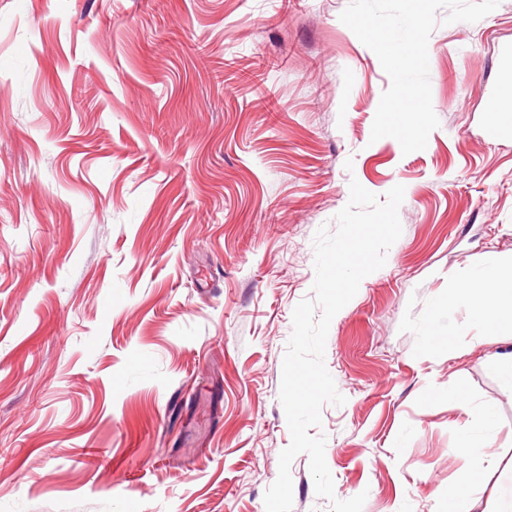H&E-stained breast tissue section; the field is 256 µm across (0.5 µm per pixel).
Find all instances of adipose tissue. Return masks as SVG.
Returning <instances> with one entry per match:
<instances>
[{
	"label": "adipose tissue",
	"instance_id": "1",
	"mask_svg": "<svg viewBox=\"0 0 512 512\" xmlns=\"http://www.w3.org/2000/svg\"><path fill=\"white\" fill-rule=\"evenodd\" d=\"M448 303L468 307L473 324L501 336L512 335V275L495 262L475 271L469 288L449 298Z\"/></svg>",
	"mask_w": 512,
	"mask_h": 512
}]
</instances>
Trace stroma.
Segmentation results:
<instances>
[{"mask_svg":"<svg viewBox=\"0 0 512 512\" xmlns=\"http://www.w3.org/2000/svg\"><path fill=\"white\" fill-rule=\"evenodd\" d=\"M348 3L0 0V512H265L293 310L353 179L405 196L327 335L336 497L449 512L466 455L497 458L489 490L512 467V335L448 306L512 274V140L481 132L512 0L432 32L440 125L407 155L371 138L390 80ZM291 475L292 512H330L307 454ZM495 442V429L485 415L474 418L464 435L465 448H487Z\"/></svg>","mask_w":512,"mask_h":512,"instance_id":"1","label":"stroma"}]
</instances>
